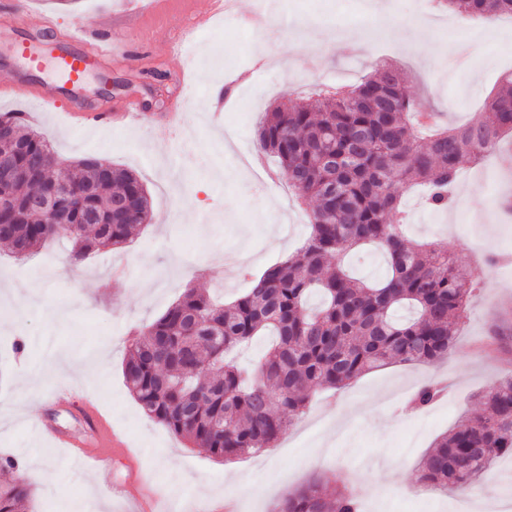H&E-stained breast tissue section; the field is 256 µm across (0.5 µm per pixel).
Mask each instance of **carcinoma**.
<instances>
[{
	"label": "carcinoma",
	"mask_w": 512,
	"mask_h": 512,
	"mask_svg": "<svg viewBox=\"0 0 512 512\" xmlns=\"http://www.w3.org/2000/svg\"><path fill=\"white\" fill-rule=\"evenodd\" d=\"M463 16H512V0H438ZM404 74L378 68L353 88L324 100L281 103L256 133L288 186L317 202L304 245L267 268L252 288L224 306L196 288L136 332L123 366L140 408L176 436L231 461L271 448L305 412L318 388L339 389L394 362L429 364L445 358L457 335L471 285L465 271L430 243L404 232L407 188L425 189L434 209L463 164L487 157L512 133V75L470 124L419 127ZM10 153L13 181L0 186L11 207L0 213V242L25 258L55 239L74 245L72 258L126 244L152 220L139 176L86 156L79 173L56 187L55 154L20 112L0 113V153ZM35 194L56 215L45 224L30 205ZM373 246L387 262L380 279L344 267L350 250ZM319 304L311 306L312 296ZM275 336L258 369L226 359L241 345ZM439 388L425 384L413 398L431 404ZM488 411L438 438L421 464L435 488H468L493 460L512 456V377L485 397ZM18 462L0 457V512H18L31 498L14 475ZM278 512H359L341 476L314 477L288 494Z\"/></svg>",
	"instance_id": "1"
}]
</instances>
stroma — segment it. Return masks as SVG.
Here are the masks:
<instances>
[{"label": "stroma", "instance_id": "obj_1", "mask_svg": "<svg viewBox=\"0 0 512 512\" xmlns=\"http://www.w3.org/2000/svg\"><path fill=\"white\" fill-rule=\"evenodd\" d=\"M258 0H234L225 23L196 25L207 0H173L169 10L141 25L132 63L91 71L82 101L91 108L111 98L113 108L134 100L140 115L112 127L85 129L64 110H44L21 97L0 96V112H20L70 162L87 154L134 171L152 202L153 218L120 249L72 261L67 241L19 260L0 243V455L16 457L31 474L28 512H128L133 499L175 512H214L210 497L231 512H274L282 494L313 475H341L357 484L362 512H449L454 490L424 484L419 462L435 440L481 413L483 398L512 376V217H505L504 177L511 160L468 165L454 188L455 202L433 211L407 192L413 204L406 233L432 243L464 266L474 287L467 319L448 357L430 364L391 363L338 390H321L275 447L230 463L175 436L142 412L122 374L134 329L163 313L185 288L234 301L250 286L231 274L224 255L246 249L251 276L300 247L314 204L280 191L261 156L256 130L267 109L310 96L315 85H352L375 66L394 64L407 74L417 110L450 124L476 120L503 74L512 73V18H494L492 34L473 32L437 10L432 0H388L400 19L432 28L427 46L393 39L359 0H284L270 28L250 26ZM25 12L32 28L52 17L59 32L87 24L106 29L119 22L125 0H0V8ZM347 37L374 34L362 57L348 49L325 51L314 42L286 45L279 33L308 18ZM190 73L181 81L170 67L174 38ZM107 86H100V76ZM235 85L219 109L213 86ZM497 264H488L486 253ZM123 265L125 278L112 276ZM25 354H13L19 339ZM447 385V395L424 410L400 417L398 403L423 382ZM67 384L70 399L52 391ZM95 396L108 423L124 432L126 448H109L104 471L72 465L63 449L36 436L34 423L90 445L83 394Z\"/></svg>", "mask_w": 512, "mask_h": 512}]
</instances>
